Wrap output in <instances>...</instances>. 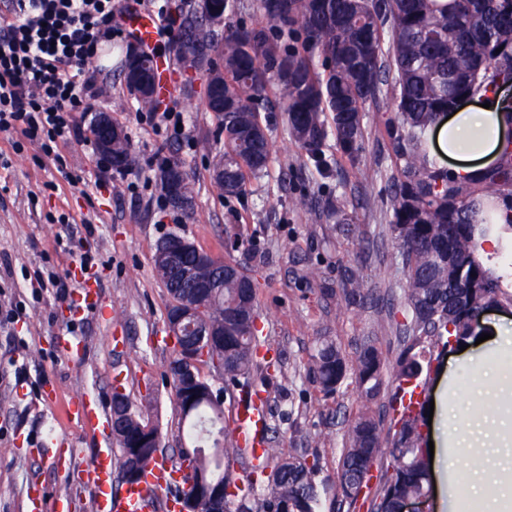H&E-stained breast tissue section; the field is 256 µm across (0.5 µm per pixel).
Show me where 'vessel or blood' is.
<instances>
[{
  "label": "vessel or blood",
  "instance_id": "vessel-or-blood-1",
  "mask_svg": "<svg viewBox=\"0 0 512 512\" xmlns=\"http://www.w3.org/2000/svg\"><path fill=\"white\" fill-rule=\"evenodd\" d=\"M70 410L75 418L91 426L107 421L102 404L82 397L71 401ZM233 429L238 446L251 448L259 444L266 423L259 412L241 402L234 411ZM179 477L176 468L161 460L148 469L139 486L120 487L116 484L111 453H100L88 470L93 512H152L159 500L167 498L169 485ZM72 508L73 502L68 495L48 496L45 487L38 484L34 485L28 498V512H71Z\"/></svg>",
  "mask_w": 512,
  "mask_h": 512
}]
</instances>
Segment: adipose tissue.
<instances>
[{
    "mask_svg": "<svg viewBox=\"0 0 512 512\" xmlns=\"http://www.w3.org/2000/svg\"><path fill=\"white\" fill-rule=\"evenodd\" d=\"M489 107L466 105L438 129L441 152L458 173L480 168L512 129V98L489 95ZM465 353L471 369L492 376L488 408L472 407L456 381L440 393L432 419L437 512H512V337L505 320Z\"/></svg>",
    "mask_w": 512,
    "mask_h": 512,
    "instance_id": "adipose-tissue-1",
    "label": "adipose tissue"
}]
</instances>
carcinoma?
Here are the masks:
<instances>
[{"label": "carcinoma", "instance_id": "1", "mask_svg": "<svg viewBox=\"0 0 512 512\" xmlns=\"http://www.w3.org/2000/svg\"><path fill=\"white\" fill-rule=\"evenodd\" d=\"M241 0H198L182 18L179 54L209 75L211 57L223 61L224 107L204 102L214 113L216 164L224 165L227 199L245 194L250 179L267 172L271 162L266 111L278 90L288 129L319 171L331 168L321 147L334 142L351 166L362 165L366 106L384 94L396 107L388 120L395 174L384 201L389 231L402 258L405 321L402 349L393 365V417L383 426L374 405L385 394L388 361L372 342L348 360L330 336L318 338L313 355L314 381L326 397L347 379L354 380L362 406L348 422L346 448L337 465L341 503L357 506L358 496L384 512H398L405 498L431 492L422 464L423 405L403 406L406 393L419 385V370L431 366L439 349L469 335V314L496 299L512 307V292L489 265L480 241L497 235L512 240V142L500 152V163L471 174H455L430 156L428 131L460 98L496 93L512 82V0H252L259 21L230 27ZM224 12V37L208 21ZM501 52H496V49ZM119 130L114 153L133 164L130 141ZM500 211L504 223L496 224ZM173 303L196 294L153 262ZM205 324L224 332V345L207 352L204 367L219 373L224 390L250 386L260 368L257 285L243 267L224 273V283L204 294ZM203 376L191 410L178 413V430L186 440L173 461L198 478L202 512H210V480L216 462L198 448L219 449L227 512H323L318 456L282 454L275 448L251 449L246 477L235 473L241 449L234 441L223 405L208 391ZM127 432L115 438L118 478H144L163 455L161 448L136 447L143 414L126 402ZM391 433L382 452L383 430ZM379 472L369 485L370 468Z\"/></svg>", "mask_w": 512, "mask_h": 512}]
</instances>
